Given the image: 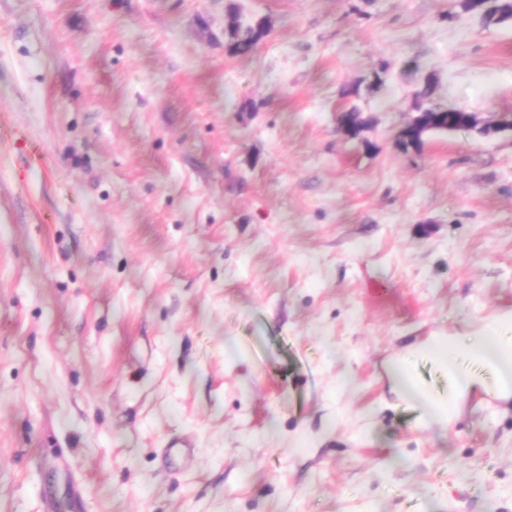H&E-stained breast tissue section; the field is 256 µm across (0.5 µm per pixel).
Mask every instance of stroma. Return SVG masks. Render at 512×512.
Instances as JSON below:
<instances>
[{"mask_svg": "<svg viewBox=\"0 0 512 512\" xmlns=\"http://www.w3.org/2000/svg\"><path fill=\"white\" fill-rule=\"evenodd\" d=\"M427 77L512 115V18L0 0V512H512V402L390 390L512 311V136L402 151ZM268 34L263 22L243 26L234 23L227 31L226 50L231 56H243L252 52L258 43Z\"/></svg>", "mask_w": 512, "mask_h": 512, "instance_id": "stroma-1", "label": "stroma"}]
</instances>
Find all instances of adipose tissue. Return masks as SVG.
<instances>
[{"label": "adipose tissue", "mask_w": 512, "mask_h": 512, "mask_svg": "<svg viewBox=\"0 0 512 512\" xmlns=\"http://www.w3.org/2000/svg\"><path fill=\"white\" fill-rule=\"evenodd\" d=\"M417 353L429 356L448 377V389L435 392L418 384L409 358L389 364L397 393L414 386L419 399L420 427L447 426L466 400L476 394H491L512 400V312L496 318L482 335L434 336L420 343Z\"/></svg>", "instance_id": "ef3b65f1"}]
</instances>
